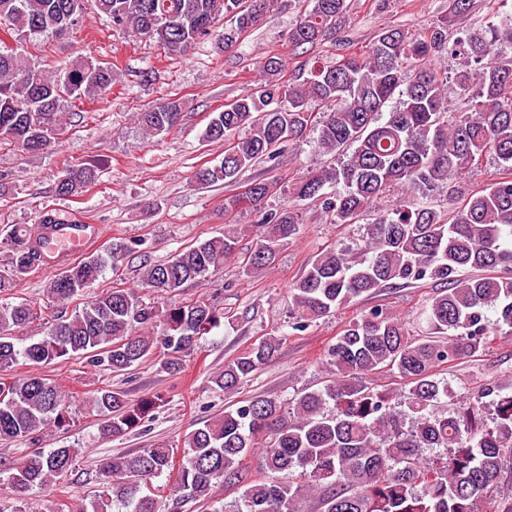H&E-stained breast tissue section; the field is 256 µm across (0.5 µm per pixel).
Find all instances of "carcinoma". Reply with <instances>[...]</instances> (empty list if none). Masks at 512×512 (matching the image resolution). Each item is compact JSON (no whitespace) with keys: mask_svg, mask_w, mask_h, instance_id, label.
Returning <instances> with one entry per match:
<instances>
[{"mask_svg":"<svg viewBox=\"0 0 512 512\" xmlns=\"http://www.w3.org/2000/svg\"><path fill=\"white\" fill-rule=\"evenodd\" d=\"M88 0H0V28L25 38L62 39L82 31ZM113 26L131 27L134 36L158 44L172 56H185L230 17L224 48L256 26L280 0H94ZM289 34L291 44L313 46L336 33L345 0H307ZM474 0H448V14L426 33L400 27L382 29L361 56L315 65L308 76L284 83V61L265 58L250 91L224 105L207 124L203 139L221 141L224 161L201 167L202 185L232 184L245 169L276 160L284 144L317 126L316 147L336 155L334 163L309 176L297 197L322 206L335 224H367L360 255L329 248L312 260L290 288L292 328L327 316L353 300L383 288L422 280L444 284L427 305L426 330L410 334L405 324L375 306L351 319L328 346L330 379L301 391L288 403L266 397L238 400L220 416L198 422L182 439L183 457L175 466L174 448L157 443L135 454L101 460L98 489L82 512H162L163 495L154 480L178 470L171 491L185 501L210 500L214 484L243 480V456L261 450L270 478L248 481L238 499L218 512H299L314 498L318 512H512V387L487 388L477 395H454L438 368L481 355L491 332L512 333V178L495 179L455 206L453 181L481 155L492 152L512 170V13L497 24L458 37L453 18L470 12ZM446 52L463 61L453 78L432 65ZM116 70L109 62L79 57L52 75L24 64L0 41V144L28 152L51 146L68 118L83 121L75 100L111 90ZM467 107L448 121L450 93ZM398 104L389 107V103ZM71 103L69 116L63 102ZM178 101L149 106L137 120L150 135L176 127ZM98 166L64 168L55 192L78 197L97 182ZM448 187V212L421 204L415 192ZM276 183H251L248 193L227 199L224 210L246 205L261 213L245 266L257 272L295 234L298 211L265 210ZM406 198L387 210L375 209L386 193ZM39 223L76 224L70 215L47 210ZM232 224L224 232L181 249L163 263L141 262L135 288H111L83 306L58 312L47 335L21 348L13 332L39 319L29 302L0 303V371L19 359L51 365L66 356L121 374L160 357V368L180 376L199 336L221 324L224 313L201 298L189 304L158 306L142 290L170 295L200 281L237 254ZM43 237L18 229L0 240V294L12 290L41 256ZM135 240L112 243L97 254L66 265L47 284L59 304L83 296L102 277L139 254ZM494 319H489L488 314ZM282 338L267 334L210 375L226 396L239 393L278 352ZM393 371L401 387L379 389L363 379ZM455 408L435 411L442 398ZM489 399L495 417L480 415ZM163 398L131 401L109 386L91 398L102 417L101 434L123 437L153 415ZM73 419L69 400L53 380L38 375L0 377V440L26 441L33 449L16 466L0 470V512H23L28 493L62 480L75 467L81 448L37 447L45 432L65 431ZM430 454H425V451Z\"/></svg>","mask_w":512,"mask_h":512,"instance_id":"1","label":"carcinoma"}]
</instances>
